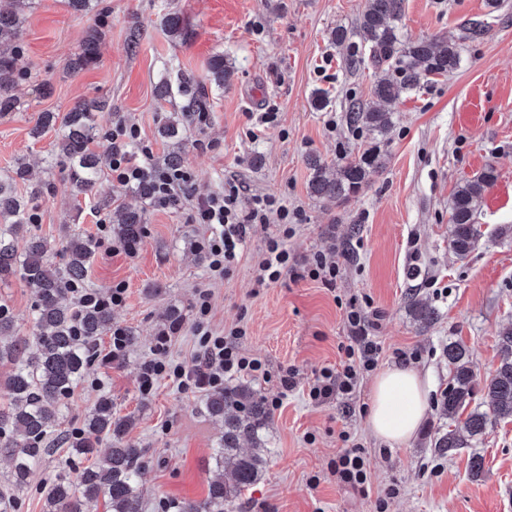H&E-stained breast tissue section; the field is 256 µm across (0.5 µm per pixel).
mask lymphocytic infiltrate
<instances>
[{
  "label": "lymphocytic infiltrate",
  "mask_w": 512,
  "mask_h": 512,
  "mask_svg": "<svg viewBox=\"0 0 512 512\" xmlns=\"http://www.w3.org/2000/svg\"><path fill=\"white\" fill-rule=\"evenodd\" d=\"M108 138L112 143V179L116 184L126 186L150 181L153 185L150 203L154 206H167L193 193L196 175L190 167L168 169L148 162H134L133 150L142 144L137 127L121 121L113 123ZM274 210L284 220L302 217L300 210H288L287 206L268 196H256L249 204H242L239 188L233 184L198 198L188 220L207 225L210 229L206 252L211 276L221 278L230 271L245 247L250 227L266 223L269 213ZM195 309L194 332L198 338V349L191 364L173 362L166 348H157L154 358L145 361L140 369L139 388L143 394H150L162 380L187 391L205 386L219 387L225 380L242 373L263 374L262 362L245 356L241 350L240 340L245 334L243 328H231L225 335L213 332L208 320L210 294L206 289H197ZM379 318L378 311L367 310L355 300L349 303L346 310L351 331L346 347L348 360L340 366L321 370L309 387L308 396L312 401L323 403L352 395L363 373L376 368L380 346L373 330Z\"/></svg>",
  "instance_id": "obj_1"
}]
</instances>
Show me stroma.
Returning <instances> with one entry per match:
<instances>
[{
    "label": "stroma",
    "instance_id": "stroma-1",
    "mask_svg": "<svg viewBox=\"0 0 512 512\" xmlns=\"http://www.w3.org/2000/svg\"><path fill=\"white\" fill-rule=\"evenodd\" d=\"M93 11L77 15L63 0H35L25 25L17 67L25 79L17 88L24 109L0 116V177L25 159L28 182L46 186L33 233L56 242L65 233L97 239L88 288L108 292L124 283L126 299L112 310V326L132 331L137 342L111 359V335L98 342V356L67 399L60 430L84 426L88 409L110 397L119 415L135 425L128 438L144 448V512H178L185 501L203 499L213 476V452L224 433L221 422L200 408L201 392L180 391L169 382L142 394L138 376L159 341L168 356L191 362L195 291L211 296L210 326L222 333L240 326V347L260 359L266 377L252 379L265 400H278L266 431L269 458L263 479L243 491L227 512H376L387 489L398 495L388 512H512V422L489 423L468 447L448 456L433 443L449 422L440 416L449 380L445 350L463 341L483 385L498 364L496 343L512 327V0H406L401 21L409 39L434 35L458 38L464 24L486 20L489 28L466 43L459 70L436 77L393 108L385 137V171L340 206L312 197L308 158L336 163L341 155L367 148L366 132L345 120L350 99L367 103L385 71L365 65L346 68L350 46L364 45L358 18L364 0H95ZM181 14L187 36L172 42L161 20ZM106 37L98 62L84 70L67 66L87 27ZM345 27L349 46L328 42L332 28ZM233 72L224 89L209 93V121L175 138L157 133L173 105H158L161 79L188 71L203 78L214 55ZM483 86L491 103L477 126L458 110L468 91ZM331 104L318 111L316 90ZM105 98L112 105L111 129L120 120L138 126L152 162L180 150L196 174L197 190L224 182L238 185L242 200L275 196L303 219L286 246L290 269L266 287L253 269L266 243L279 236L278 213L249 232L242 256L224 278L210 277L202 260L208 228L186 220L190 201L175 208H147L128 188L112 182L103 165L92 196L75 195L68 165L57 159L55 130L35 138L31 130L44 112L69 111L80 99ZM275 108L276 120L258 126L250 113ZM493 167L497 180L483 196L477 221L481 237L466 257L449 242L448 206L457 184ZM145 208L147 224L136 255L118 246L114 230L99 220L120 208ZM336 267L333 282L311 275L316 258ZM370 298L381 311L376 332L379 368L401 352L429 377L428 412L416 437L403 446L374 438L367 416L374 373H364L349 398L318 404L310 385L326 367L345 361L349 327L345 305ZM431 306L438 318L424 326L413 303ZM33 295L20 280L0 281V308L9 310L19 335L32 332ZM178 308L184 322L170 331L167 313ZM297 373V385L282 390L279 377ZM359 447L370 463L365 491L338 483L331 465L346 449ZM481 455L479 474L470 459ZM69 448L55 449L32 475L20 496V512H43V489L55 473L78 466Z\"/></svg>",
    "mask_w": 512,
    "mask_h": 512
}]
</instances>
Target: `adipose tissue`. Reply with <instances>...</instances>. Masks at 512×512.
I'll return each mask as SVG.
<instances>
[{
	"label": "adipose tissue",
	"instance_id": "1",
	"mask_svg": "<svg viewBox=\"0 0 512 512\" xmlns=\"http://www.w3.org/2000/svg\"><path fill=\"white\" fill-rule=\"evenodd\" d=\"M429 386L428 378L412 366L385 368L372 386L367 418L371 434L393 445L408 444L424 421Z\"/></svg>",
	"mask_w": 512,
	"mask_h": 512
}]
</instances>
